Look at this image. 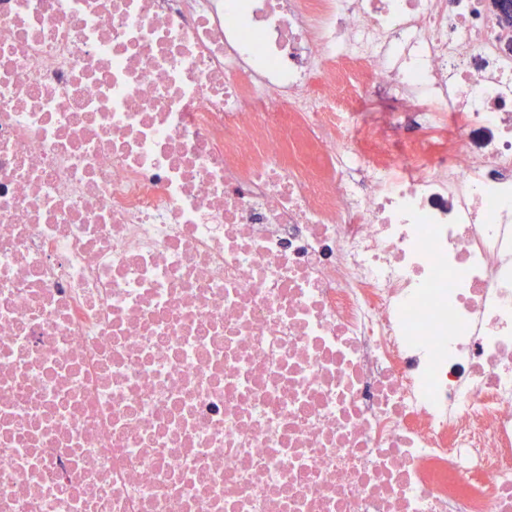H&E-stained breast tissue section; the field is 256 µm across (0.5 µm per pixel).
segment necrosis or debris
<instances>
[{
    "label": "necrosis or debris",
    "mask_w": 512,
    "mask_h": 512,
    "mask_svg": "<svg viewBox=\"0 0 512 512\" xmlns=\"http://www.w3.org/2000/svg\"><path fill=\"white\" fill-rule=\"evenodd\" d=\"M0 512H512L493 0H0Z\"/></svg>",
    "instance_id": "necrosis-or-debris-1"
}]
</instances>
